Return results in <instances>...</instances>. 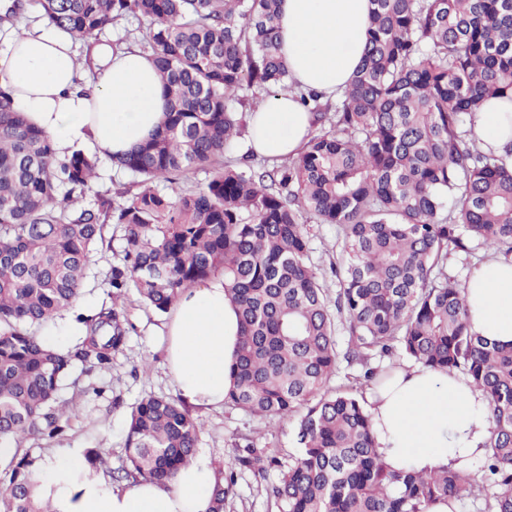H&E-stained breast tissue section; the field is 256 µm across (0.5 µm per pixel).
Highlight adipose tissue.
Instances as JSON below:
<instances>
[{"mask_svg":"<svg viewBox=\"0 0 512 512\" xmlns=\"http://www.w3.org/2000/svg\"><path fill=\"white\" fill-rule=\"evenodd\" d=\"M370 15V0H282V57L293 81L328 96L343 93L359 64ZM90 56L97 79L85 83L69 33L41 22L0 26V87L11 92L29 123L52 137L61 157L77 148L122 156L158 130L167 107L149 53L101 42ZM312 123L293 92L264 96L249 117V147L270 159L297 156ZM474 124L483 148L504 152L512 144V101H489ZM465 294L472 331L511 344L512 259L487 258L470 275ZM238 333L223 278L180 296L168 360L186 402L223 404ZM369 412L378 450L391 469H464L484 453L486 403L462 375L418 365L395 368L375 387ZM37 480L55 512H207L214 471L197 461L171 481L125 491L99 477L71 480L62 466L39 472Z\"/></svg>","mask_w":512,"mask_h":512,"instance_id":"ef3b65f1","label":"adipose tissue"}]
</instances>
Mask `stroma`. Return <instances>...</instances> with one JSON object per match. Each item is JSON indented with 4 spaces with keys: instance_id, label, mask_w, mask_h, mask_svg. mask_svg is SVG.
<instances>
[{
    "instance_id": "1",
    "label": "stroma",
    "mask_w": 512,
    "mask_h": 512,
    "mask_svg": "<svg viewBox=\"0 0 512 512\" xmlns=\"http://www.w3.org/2000/svg\"><path fill=\"white\" fill-rule=\"evenodd\" d=\"M310 238V261L328 292H336L335 277L330 266L341 255L342 237L336 225L319 224L306 219ZM112 238L110 247L98 250L95 256V278L90 279L79 303L88 311L108 299L106 276L119 259L124 228L113 224L107 229ZM124 313L134 330L126 345L112 356L108 369L93 370L87 380L104 386L103 394H88L79 401L72 427L63 439L35 445L34 453L50 462L80 455L83 449L97 448L102 453L98 476L117 478L118 489H125L119 476L125 465V426L131 406L148 395L177 397L175 381L166 360V325L169 314L148 308L136 295L124 302ZM193 415L202 423L196 456L209 467L234 462L244 446L273 450L285 457L294 453L295 424L289 420L270 421L223 405L217 408H193ZM278 479L274 470L259 472L238 467L237 482L225 501L224 512H278L269 487Z\"/></svg>"
}]
</instances>
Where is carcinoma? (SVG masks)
<instances>
[{"label":"carcinoma","mask_w":512,"mask_h":512,"mask_svg":"<svg viewBox=\"0 0 512 512\" xmlns=\"http://www.w3.org/2000/svg\"><path fill=\"white\" fill-rule=\"evenodd\" d=\"M280 2L34 0L42 21L85 40L128 16L144 24L168 107L149 140L112 159L140 186L116 201L93 190L98 157L58 159L0 88V439L16 447L0 469L3 512H51L34 479L42 458L26 445L71 429L87 392L72 369L112 363L131 329L120 307L128 293L165 312L218 274L240 324L224 403L295 421L296 454L248 447L238 458L278 471L269 494L279 512H426L471 493V475L452 468L390 469L363 396L327 388L338 357L370 385L371 360L397 350L481 392L491 422L478 465L485 509L512 512V345L469 329L465 286L445 272L448 249L468 250L467 237L512 256V164L482 149L472 127L485 101L512 100V0H371L343 95L299 92L318 125L305 150L271 167L251 155L216 167L239 135L237 107L292 90ZM206 167L194 189L158 188ZM305 214L343 236L333 308L309 261ZM111 224L125 228L107 277L112 305L77 313L81 336L63 352L38 330L75 308L95 277L94 253L111 247ZM199 433L182 399L142 398L129 413L124 479H173L195 458ZM234 485L233 466L216 470L209 512H224Z\"/></svg>","instance_id":"cac0c4a2"}]
</instances>
